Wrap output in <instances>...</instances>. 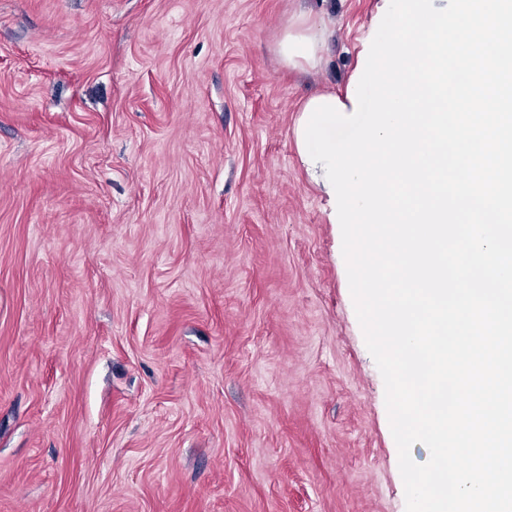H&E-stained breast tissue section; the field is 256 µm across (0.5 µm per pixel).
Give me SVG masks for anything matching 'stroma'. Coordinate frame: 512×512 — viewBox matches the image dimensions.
<instances>
[{
	"instance_id": "35a3bbf8",
	"label": "stroma",
	"mask_w": 512,
	"mask_h": 512,
	"mask_svg": "<svg viewBox=\"0 0 512 512\" xmlns=\"http://www.w3.org/2000/svg\"><path fill=\"white\" fill-rule=\"evenodd\" d=\"M388 6L0 0V512H406L294 137ZM319 39L312 27L296 33L287 32L279 43V53L293 66L311 65L319 51Z\"/></svg>"
}]
</instances>
